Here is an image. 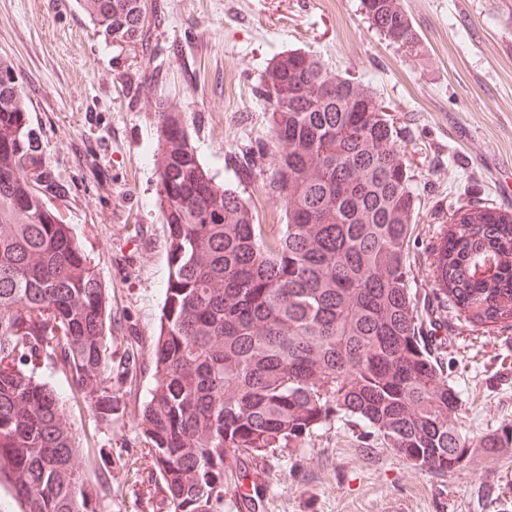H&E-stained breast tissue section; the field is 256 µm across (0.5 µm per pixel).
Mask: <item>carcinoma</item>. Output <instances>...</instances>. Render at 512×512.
Returning a JSON list of instances; mask_svg holds the SVG:
<instances>
[{
	"instance_id": "carcinoma-1",
	"label": "carcinoma",
	"mask_w": 512,
	"mask_h": 512,
	"mask_svg": "<svg viewBox=\"0 0 512 512\" xmlns=\"http://www.w3.org/2000/svg\"><path fill=\"white\" fill-rule=\"evenodd\" d=\"M117 44H147L145 0H86ZM370 26L418 45L402 0H361ZM257 99L274 151L240 150L263 172L283 224H259L201 164L174 98L149 90L152 153L168 230L158 385L143 406L149 452L172 512H224L227 460L296 446L330 415L356 417L386 447L437 475L478 446L512 451V424L473 444L458 392L425 345L408 289L416 205L393 108L309 53L270 59ZM42 162L19 81L0 83V486L21 512H94L62 397L38 374L59 361L69 388L112 419L111 310L70 226L25 167ZM497 274L475 277L477 264ZM438 296L471 323L512 321V215L458 208L437 247Z\"/></svg>"
}]
</instances>
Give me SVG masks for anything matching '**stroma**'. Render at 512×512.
Here are the masks:
<instances>
[{
    "mask_svg": "<svg viewBox=\"0 0 512 512\" xmlns=\"http://www.w3.org/2000/svg\"><path fill=\"white\" fill-rule=\"evenodd\" d=\"M419 45L384 41L360 0H147L146 47L105 39L79 0H0V60L17 73L40 145L37 181L70 225L112 305L111 420L81 392L66 415L84 454L95 512H170L141 410L156 384L152 342L164 301L168 241L145 154L158 118L145 89L163 82L197 155L259 223L280 221L266 176L245 177L244 144L270 142L255 103L272 56L309 51L396 109L417 194L408 247L411 296L428 346L460 395L471 441L512 423V322L473 324L435 295L434 250L449 213H512V0H403ZM267 494L232 512H512V453L475 452L446 476L416 468L367 428L330 418L294 448L233 459Z\"/></svg>",
    "mask_w": 512,
    "mask_h": 512,
    "instance_id": "obj_1",
    "label": "stroma"
}]
</instances>
